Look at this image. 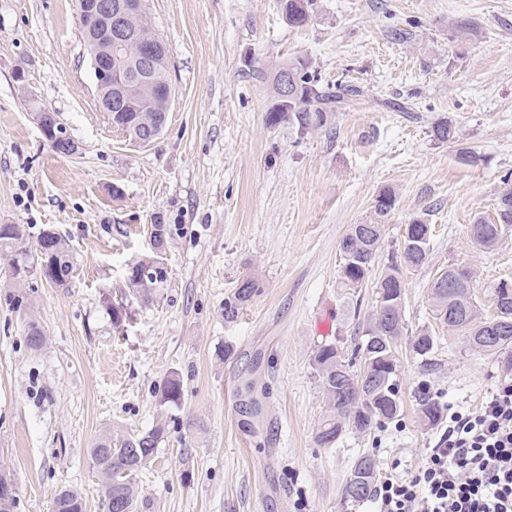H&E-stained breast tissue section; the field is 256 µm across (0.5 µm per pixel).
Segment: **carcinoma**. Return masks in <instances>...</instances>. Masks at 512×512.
Listing matches in <instances>:
<instances>
[{
	"label": "carcinoma",
	"instance_id": "1",
	"mask_svg": "<svg viewBox=\"0 0 512 512\" xmlns=\"http://www.w3.org/2000/svg\"><path fill=\"white\" fill-rule=\"evenodd\" d=\"M313 0H282L288 23L294 27L307 25L309 8ZM288 75L292 93L284 99L280 93V80ZM274 101L268 113L269 125L286 123L305 135L327 128L335 108L346 96H356L355 88H339L331 93L322 88L312 71V64L303 57H295L280 67L273 77ZM141 99L136 105L143 109L133 112H114L112 121L134 122L151 116L149 109H163L162 95L150 90L137 92ZM396 206V196L390 190L380 192L374 199L367 217L369 234L363 235L357 225L349 226L340 242L343 264L340 284L352 292L363 287L374 268L385 224ZM422 238L416 246H403L402 259L378 275L376 297L372 315L376 316L375 328L362 326L361 336L353 347L346 346L343 336H338L317 346L312 367L324 397L325 411L316 430V443L321 448H331L339 439L351 433H365L394 422L399 417L401 398L397 382L398 346L405 322L403 306L379 309L380 298L404 293L401 268L417 269L427 261L431 225L419 224ZM512 229V188L500 196L495 217L475 219L470 234L480 248L493 247ZM22 229L16 224L0 225V251L15 254L11 264L30 266L43 261L49 268V283L57 287L69 284L74 269V258L67 241L51 229L43 230L33 252L20 251ZM153 260L139 261L128 269L126 287L132 295L144 302L167 282L168 271L151 268ZM472 271L456 264L443 269L430 285L429 300L434 319L443 327L459 331L466 346L479 354H504L512 358V282H498L492 299L495 315L484 317L473 301ZM255 281L244 279L234 292L224 300V321L232 322L255 292ZM439 337L429 329H422L408 340L411 352L426 368L437 365L436 353ZM160 402L177 407L182 399L180 380L171 376L160 389ZM420 423L433 428L444 416L440 401L421 389L415 393ZM167 435L166 425L159 423L149 431L129 437L112 445V436L98 438L88 456L99 474L103 495V512H135L140 496L135 480L137 473L156 456L159 445ZM377 463L374 457L362 455L352 466L343 491L342 501L355 504L369 499L374 491ZM81 495L74 489H62L54 497L53 512H82Z\"/></svg>",
	"mask_w": 512,
	"mask_h": 512
}]
</instances>
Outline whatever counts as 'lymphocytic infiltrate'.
Returning a JSON list of instances; mask_svg holds the SVG:
<instances>
[{"mask_svg": "<svg viewBox=\"0 0 512 512\" xmlns=\"http://www.w3.org/2000/svg\"><path fill=\"white\" fill-rule=\"evenodd\" d=\"M373 502L376 512H512V381L479 410L452 413L418 473L385 478Z\"/></svg>", "mask_w": 512, "mask_h": 512, "instance_id": "lymphocytic-infiltrate-1", "label": "lymphocytic infiltrate"}]
</instances>
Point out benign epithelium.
I'll use <instances>...</instances> for the list:
<instances>
[{
    "mask_svg": "<svg viewBox=\"0 0 512 512\" xmlns=\"http://www.w3.org/2000/svg\"><path fill=\"white\" fill-rule=\"evenodd\" d=\"M145 0H92L79 11V23L99 49L92 56L96 101L103 112H119L137 87H149L157 60L167 44L131 26L142 14Z\"/></svg>",
    "mask_w": 512,
    "mask_h": 512,
    "instance_id": "1",
    "label": "benign epithelium"
}]
</instances>
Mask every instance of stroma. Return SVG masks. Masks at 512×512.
<instances>
[{
    "mask_svg": "<svg viewBox=\"0 0 512 512\" xmlns=\"http://www.w3.org/2000/svg\"><path fill=\"white\" fill-rule=\"evenodd\" d=\"M147 12L175 96L145 146L97 107L75 0H0V224L21 225L27 249L56 230L75 262L67 287L35 280L19 292L0 255V462L16 512H52L65 487L100 512L88 448L160 422L169 433L136 476L137 512H372V501L341 499L355 459L374 455L379 477L408 478L443 432L419 426L418 387L475 411L512 380V364L437 325L428 298L440 271L463 265L490 316L494 287L512 278V234L487 250L469 231L512 187V0H314L302 28L281 0H148ZM462 19L476 28L463 41ZM301 55L321 85L361 91L330 128L304 136L267 120L276 69ZM39 108L75 154L52 149ZM439 121L454 142L433 139ZM385 188L397 202L375 272L399 255L407 224L433 227L426 264L402 278L405 333L439 335L438 365L402 349L398 422L320 448L313 353L353 335L375 305L373 283L340 288V241ZM158 223L171 230L168 280L145 304L125 277L151 256ZM246 277L256 291L225 322L224 301ZM32 323L46 336L38 351L25 341ZM173 374L177 407L158 395ZM252 399L263 413L248 421L240 407Z\"/></svg>",
    "mask_w": 512,
    "mask_h": 512,
    "instance_id": "obj_1",
    "label": "stroma"
}]
</instances>
